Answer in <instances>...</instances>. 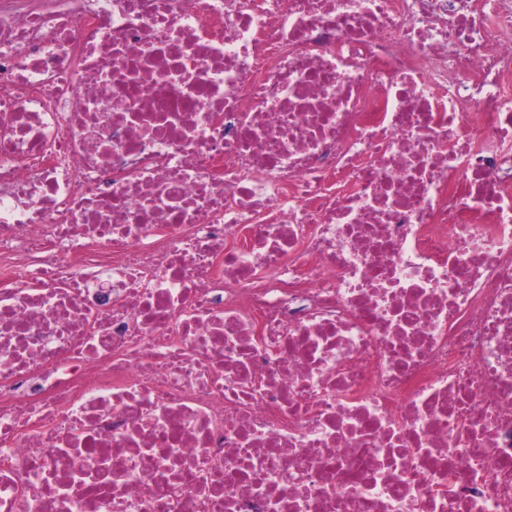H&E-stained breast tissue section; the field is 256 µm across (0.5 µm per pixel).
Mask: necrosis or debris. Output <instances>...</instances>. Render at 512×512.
Returning a JSON list of instances; mask_svg holds the SVG:
<instances>
[{"mask_svg": "<svg viewBox=\"0 0 512 512\" xmlns=\"http://www.w3.org/2000/svg\"><path fill=\"white\" fill-rule=\"evenodd\" d=\"M0 512H512V0H0Z\"/></svg>", "mask_w": 512, "mask_h": 512, "instance_id": "1", "label": "necrosis or debris"}]
</instances>
